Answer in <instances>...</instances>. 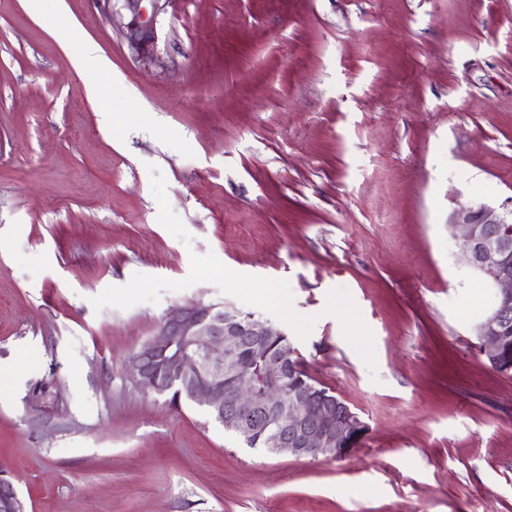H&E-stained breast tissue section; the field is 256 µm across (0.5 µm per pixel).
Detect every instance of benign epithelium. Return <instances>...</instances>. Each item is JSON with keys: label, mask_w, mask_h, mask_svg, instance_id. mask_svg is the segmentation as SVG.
<instances>
[{"label": "benign epithelium", "mask_w": 512, "mask_h": 512, "mask_svg": "<svg viewBox=\"0 0 512 512\" xmlns=\"http://www.w3.org/2000/svg\"><path fill=\"white\" fill-rule=\"evenodd\" d=\"M169 0H96L98 8L128 14L125 36L139 57L153 56L159 17ZM449 224L462 242L464 261L493 294L474 324L478 348L493 367L503 361L502 337L512 330V207L498 212L484 204L460 205ZM286 337L271 322L225 302L191 301L171 309L135 353L131 376L156 395L177 383L187 400L206 407L243 442L265 438L266 449L310 460L343 459L368 426L346 403L311 386L293 385L292 346L269 342ZM0 512H25L12 481L0 472Z\"/></svg>", "instance_id": "benign-epithelium-1"}]
</instances>
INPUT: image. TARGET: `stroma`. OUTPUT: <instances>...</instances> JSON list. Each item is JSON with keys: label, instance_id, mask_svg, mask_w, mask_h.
I'll list each match as a JSON object with an SVG mask.
<instances>
[{"label": "stroma", "instance_id": "35a3bbf8", "mask_svg": "<svg viewBox=\"0 0 512 512\" xmlns=\"http://www.w3.org/2000/svg\"><path fill=\"white\" fill-rule=\"evenodd\" d=\"M126 21L0 0V470L26 512H512V373L448 227L512 198V0H171L143 59ZM196 300L283 329L358 449L266 454L137 387Z\"/></svg>", "mask_w": 512, "mask_h": 512}]
</instances>
